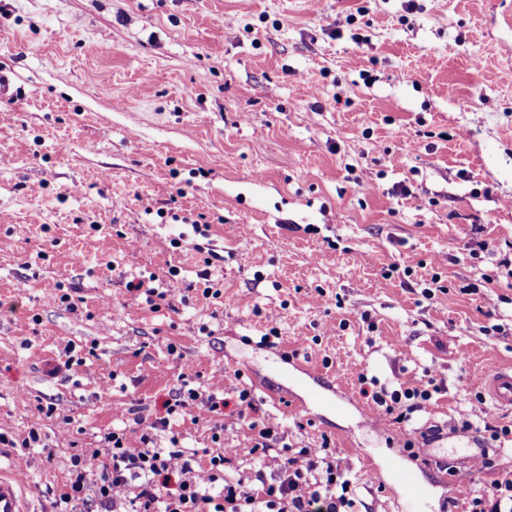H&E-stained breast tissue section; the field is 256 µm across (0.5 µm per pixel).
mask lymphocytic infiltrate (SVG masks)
<instances>
[{"label":"lymphocytic infiltrate","instance_id":"f902f5d3","mask_svg":"<svg viewBox=\"0 0 512 512\" xmlns=\"http://www.w3.org/2000/svg\"><path fill=\"white\" fill-rule=\"evenodd\" d=\"M377 414L408 421L432 399L429 385L371 392ZM219 414L224 401L216 393L182 385L165 417L148 422L136 418L138 445L126 430L104 433L100 446L71 458V477L54 506L56 512H102L122 503L123 512H353L355 481L336 461L328 446L287 448L281 455L278 479L267 480L263 468L230 479L224 466L231 449L217 451L208 467L194 468L178 439L157 447L155 433L166 430L170 417L193 409ZM467 512H512V471L502 472L489 487L458 489Z\"/></svg>","mask_w":512,"mask_h":512}]
</instances>
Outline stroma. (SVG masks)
Masks as SVG:
<instances>
[{"mask_svg":"<svg viewBox=\"0 0 512 512\" xmlns=\"http://www.w3.org/2000/svg\"><path fill=\"white\" fill-rule=\"evenodd\" d=\"M0 72V463L38 512L77 450L166 415L185 379L223 397L237 471L247 388L284 443L329 442L364 512H448L472 478L458 415L512 368V288L495 337L465 290L512 242V0H0ZM152 275L176 287L158 309L125 288ZM289 353L344 410L310 403ZM364 377L438 391L380 436ZM170 418L157 446L206 463L209 414ZM435 421L446 486L393 456Z\"/></svg>","mask_w":512,"mask_h":512,"instance_id":"obj_1","label":"stroma"}]
</instances>
